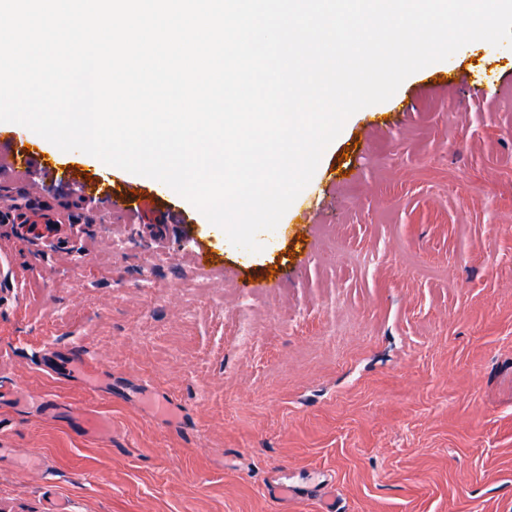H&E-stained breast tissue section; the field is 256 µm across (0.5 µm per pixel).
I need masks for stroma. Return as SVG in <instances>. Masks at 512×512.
Wrapping results in <instances>:
<instances>
[{"label":"stroma","instance_id":"1","mask_svg":"<svg viewBox=\"0 0 512 512\" xmlns=\"http://www.w3.org/2000/svg\"><path fill=\"white\" fill-rule=\"evenodd\" d=\"M508 80L512 47L485 41L411 74L347 119L251 255L124 170L134 218L97 211L77 238L1 227L0 512L51 492L71 512H318L272 496L284 471L326 480L339 512H512ZM50 348L111 393L46 372ZM84 409L111 438L81 431ZM68 362V372L76 376L79 381L89 390L98 391L101 389L112 391V378L101 373L99 369L90 363H84L81 359L72 356Z\"/></svg>","mask_w":512,"mask_h":512}]
</instances>
